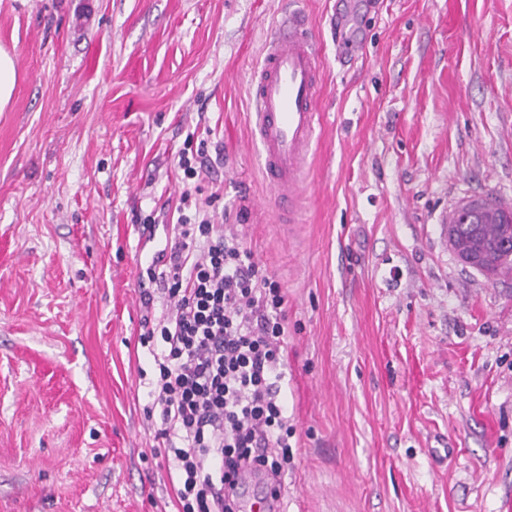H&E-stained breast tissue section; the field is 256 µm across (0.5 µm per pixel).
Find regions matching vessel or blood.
<instances>
[{
	"mask_svg": "<svg viewBox=\"0 0 512 512\" xmlns=\"http://www.w3.org/2000/svg\"><path fill=\"white\" fill-rule=\"evenodd\" d=\"M322 61L305 15L270 28L249 84L248 121L277 219L296 224L311 186L309 159L321 129Z\"/></svg>",
	"mask_w": 512,
	"mask_h": 512,
	"instance_id": "vessel-or-blood-1",
	"label": "vessel or blood"
}]
</instances>
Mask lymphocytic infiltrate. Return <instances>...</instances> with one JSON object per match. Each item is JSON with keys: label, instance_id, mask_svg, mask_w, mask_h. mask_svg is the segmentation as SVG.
<instances>
[{"label": "lymphocytic infiltrate", "instance_id": "1", "mask_svg": "<svg viewBox=\"0 0 512 512\" xmlns=\"http://www.w3.org/2000/svg\"><path fill=\"white\" fill-rule=\"evenodd\" d=\"M179 208L146 269L167 312L141 323L157 369L144 414L160 420L177 512H240V473L276 502L293 456L281 396L286 293L241 236L193 209L190 192Z\"/></svg>", "mask_w": 512, "mask_h": 512}]
</instances>
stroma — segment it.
Instances as JSON below:
<instances>
[{"mask_svg": "<svg viewBox=\"0 0 512 512\" xmlns=\"http://www.w3.org/2000/svg\"><path fill=\"white\" fill-rule=\"evenodd\" d=\"M290 9L324 57L299 224L248 147ZM0 45V512H176L139 274L190 135L224 149L197 202L287 295L283 512H512V275L443 234L512 202V0H0ZM17 81L15 57L3 46H0V112L10 105ZM477 208L469 202L461 204L455 213L454 219L448 224L443 226V231L446 233L448 228L450 231V237L448 238L450 242V246L452 248H456L458 254L463 258L467 259L470 262H474L484 267L486 270H491L494 266L496 259L492 254H477L476 248L472 242L468 239L459 236L460 225L458 222L463 217V215L471 210ZM479 209V208H477ZM466 218L463 217L462 221H465Z\"/></svg>", "mask_w": 512, "mask_h": 512, "instance_id": "stroma-1", "label": "stroma"}]
</instances>
